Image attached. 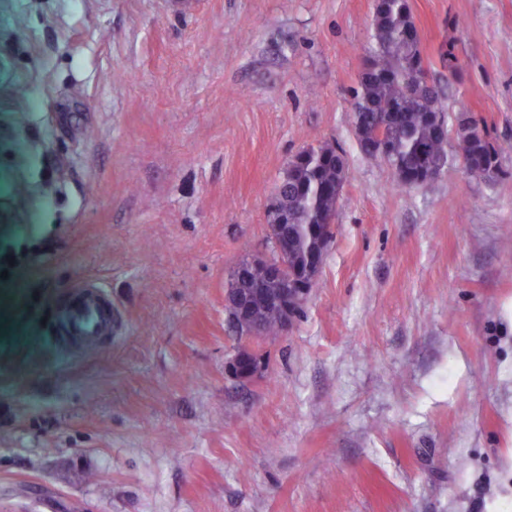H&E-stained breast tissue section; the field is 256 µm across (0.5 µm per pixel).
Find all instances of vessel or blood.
<instances>
[{
  "mask_svg": "<svg viewBox=\"0 0 512 512\" xmlns=\"http://www.w3.org/2000/svg\"><path fill=\"white\" fill-rule=\"evenodd\" d=\"M112 323V308L104 302L100 287L86 283L77 287L75 297L56 324V332L89 347L111 335Z\"/></svg>",
  "mask_w": 512,
  "mask_h": 512,
  "instance_id": "obj_1",
  "label": "vessel or blood"
}]
</instances>
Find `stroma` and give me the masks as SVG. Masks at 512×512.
Returning a JSON list of instances; mask_svg holds the SVG:
<instances>
[{
  "instance_id": "35a3bbf8",
  "label": "stroma",
  "mask_w": 512,
  "mask_h": 512,
  "mask_svg": "<svg viewBox=\"0 0 512 512\" xmlns=\"http://www.w3.org/2000/svg\"><path fill=\"white\" fill-rule=\"evenodd\" d=\"M374 4L0 0V512H512V0H409L449 154L412 188L354 131ZM323 143L333 240L240 381L225 285ZM82 282L91 351L50 326ZM478 129L476 119H462L458 127L457 147L460 149L465 145L466 140ZM463 162L469 173L474 174L477 170L498 169L499 151L488 139L485 127L482 125L480 132L474 133L462 148ZM101 287L86 283L76 289V296L56 324L58 336H69L86 347L102 336H112V307L103 300Z\"/></svg>"
}]
</instances>
